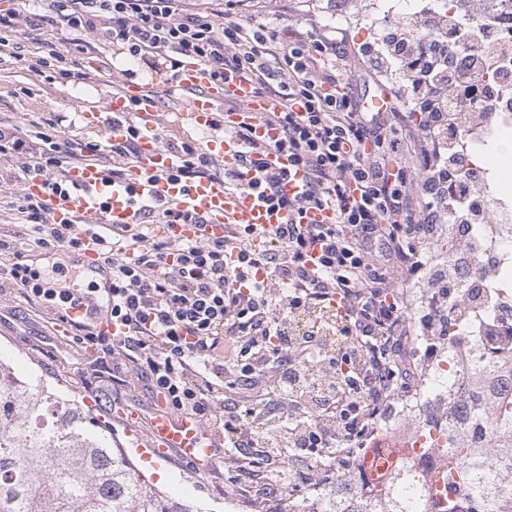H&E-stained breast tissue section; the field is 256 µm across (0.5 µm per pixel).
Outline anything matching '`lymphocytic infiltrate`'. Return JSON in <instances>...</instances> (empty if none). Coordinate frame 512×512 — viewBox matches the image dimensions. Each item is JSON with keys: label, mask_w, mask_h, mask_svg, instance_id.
I'll list each match as a JSON object with an SVG mask.
<instances>
[{"label": "lymphocytic infiltrate", "mask_w": 512, "mask_h": 512, "mask_svg": "<svg viewBox=\"0 0 512 512\" xmlns=\"http://www.w3.org/2000/svg\"><path fill=\"white\" fill-rule=\"evenodd\" d=\"M50 21L74 31L76 50L105 40L134 59L158 57L170 80L181 60L193 57L215 76L249 82L257 96L280 103L263 119L277 130L274 147L289 169L304 171L308 193L298 200L279 196L281 176L263 169L249 125L228 128L244 154L237 168L226 170L197 146L163 134L161 147L184 157L179 177L219 175L229 188L244 191L259 185L271 204L287 207L291 220L277 232L278 249H256V229L237 224L225 225L218 239L179 238L175 226L190 217L163 201L144 206L139 224L96 236L112 277L111 287L99 293L58 287L66 269L40 270L11 247L0 271L25 300L41 301L68 324L73 342L93 350L112 378L135 368L162 397L165 413L222 429L225 447L244 453L249 476L264 475L282 491L296 483L287 468L268 469L265 457L252 453L266 441L263 422L278 413L279 441L344 461L337 443L354 447L408 389L410 378L394 370L395 359L407 337L432 329L455 292L448 274L455 241L433 261L425 258L424 245L442 225L488 219L467 194L472 176L449 177L458 155L441 152L440 143L444 130L460 121L474 129L494 122L496 96L512 95L510 70L468 116L450 104L482 76L483 41L492 23L473 30L450 16L427 17L431 45L400 31L368 50L370 84L385 70L399 69L408 96L422 95L424 106L363 112L343 90L341 65L354 51L342 36L285 40L264 23L235 21L220 9L189 7L187 0H46L44 13L23 20L0 15V56L13 55L9 37L19 27L39 30ZM119 122L123 139L84 146L108 163L115 179L126 173L137 133L133 114ZM46 124L49 131L37 142L0 124V158L22 161L0 184V200L32 224L36 247L80 252L81 233L51 224L47 199L24 189L40 175L52 193L71 190L67 173L80 157L54 141L58 118ZM310 209L334 210L335 223H304ZM313 247L321 254L311 268L305 256ZM415 288L430 295L420 322L408 314ZM82 306L106 309L122 335L97 332L78 315ZM217 367L224 370L220 386L210 379Z\"/></svg>", "instance_id": "obj_1"}]
</instances>
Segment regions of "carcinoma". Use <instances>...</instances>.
<instances>
[{
    "mask_svg": "<svg viewBox=\"0 0 512 512\" xmlns=\"http://www.w3.org/2000/svg\"><path fill=\"white\" fill-rule=\"evenodd\" d=\"M483 304L477 288L461 295L437 323L447 336ZM467 419L482 442L449 441L444 479L457 495L446 512H463L464 498L480 512H496L495 497L512 496V396L489 404L470 397ZM504 441V453L487 465L485 449ZM396 508L352 491L341 475L322 497L321 512H434L429 492L411 476L388 490ZM0 512H199L187 500L140 478L112 433L83 406L40 378L21 380L0 366Z\"/></svg>",
    "mask_w": 512,
    "mask_h": 512,
    "instance_id": "cac0c4a2",
    "label": "carcinoma"
}]
</instances>
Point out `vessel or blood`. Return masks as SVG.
I'll use <instances>...</instances> for the list:
<instances>
[{
    "mask_svg": "<svg viewBox=\"0 0 512 512\" xmlns=\"http://www.w3.org/2000/svg\"><path fill=\"white\" fill-rule=\"evenodd\" d=\"M171 88L184 95L177 115L180 130L186 137L201 139L206 153L216 162L237 166L243 151L240 142L224 134V103L231 100L237 105L234 121L251 124L255 144L265 147L264 161L268 169L286 166L285 156L268 148L276 136L275 130L261 120L272 103L258 97L250 84L213 77L206 65L190 60L179 67ZM132 99L137 102L135 117L139 135L136 154L124 178L113 181L109 172L93 161L71 168L68 179L76 192L53 199L52 223L73 227L81 223L99 227L132 225L139 220L140 203L164 198L193 217L192 223L175 226L174 232L179 237L191 240L219 237L225 225H254L263 231L266 245H275L274 232L287 224V210L270 208L257 192L230 190L220 178L187 183L170 181V174L178 168L179 157L160 148L156 140L161 125L158 98L145 93L138 83L127 82L120 94L105 106L81 113L80 120L87 130L105 129L113 135L121 134V126L113 124L112 118L125 113ZM205 436L204 429L195 421L160 413L152 422L149 450L156 459L163 460L169 449H179L196 468L205 469L214 461V449L205 444Z\"/></svg>",
    "mask_w": 512,
    "mask_h": 512,
    "instance_id": "obj_1",
    "label": "vessel or blood"
}]
</instances>
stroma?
Returning a JSON list of instances; mask_svg holds the SVG:
<instances>
[{"label":"stroma","mask_w":512,"mask_h":512,"mask_svg":"<svg viewBox=\"0 0 512 512\" xmlns=\"http://www.w3.org/2000/svg\"><path fill=\"white\" fill-rule=\"evenodd\" d=\"M232 10L239 19L281 26L286 38L296 31L309 32L314 26L328 37L336 35L335 27L326 24L322 13L307 6L305 0H233ZM71 37L68 26L48 24L41 33L23 38L21 59H0V120L21 125L30 114L68 117L69 124L61 128L57 140L76 147L103 137L102 132L86 131L77 125V114L86 103L109 99L114 85L123 83L124 69H133L141 84L150 82L154 72L145 61L131 63L123 55L114 54L105 42L83 52L71 51ZM47 41L70 50L78 78L51 81L30 69L31 60L41 55ZM32 236L31 225L21 223L11 210H0V238L23 250L30 262L45 269L55 264L77 269L78 252L32 248ZM50 318L49 311L28 303L17 291L0 290V363L8 365L18 378H42L67 397L89 404L93 415L108 421L114 441L163 491L194 502L201 512H228L224 498L237 485L240 453L225 455L212 469L200 474L174 448L169 449L166 462L154 463L137 448L138 436L149 430L158 407L147 381L133 370L121 384L114 383L110 376H98L92 351L69 345ZM287 454L289 465L302 476L303 488L320 493L332 486L336 471L330 458L292 448Z\"/></svg>","instance_id":"stroma-1"}]
</instances>
